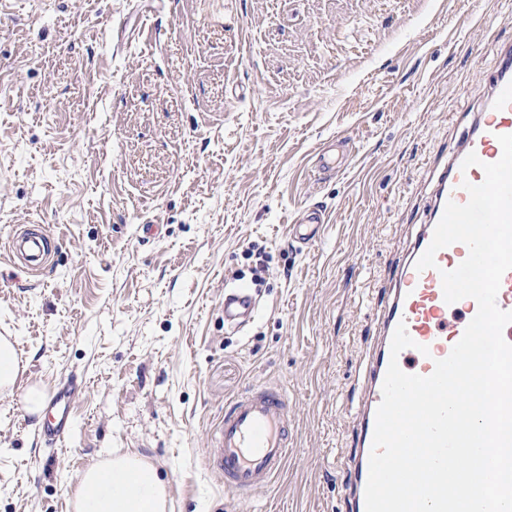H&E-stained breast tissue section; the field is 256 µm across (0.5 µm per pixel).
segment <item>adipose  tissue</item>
I'll use <instances>...</instances> for the list:
<instances>
[{
    "instance_id": "ef3b65f1",
    "label": "adipose tissue",
    "mask_w": 512,
    "mask_h": 512,
    "mask_svg": "<svg viewBox=\"0 0 512 512\" xmlns=\"http://www.w3.org/2000/svg\"><path fill=\"white\" fill-rule=\"evenodd\" d=\"M74 512H169L156 466L135 453L112 452L87 467L71 493Z\"/></svg>"
}]
</instances>
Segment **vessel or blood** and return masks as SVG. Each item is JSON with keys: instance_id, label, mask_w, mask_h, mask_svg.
Masks as SVG:
<instances>
[{"instance_id": "vessel-or-blood-1", "label": "vessel or blood", "mask_w": 512, "mask_h": 512, "mask_svg": "<svg viewBox=\"0 0 512 512\" xmlns=\"http://www.w3.org/2000/svg\"><path fill=\"white\" fill-rule=\"evenodd\" d=\"M501 134H512V44L502 49L497 70L486 80L484 100L477 111L469 113L461 141L429 176L432 190L426 218L417 226L397 266L376 333L363 349V393L353 415L355 438L342 461L346 512H366L365 486L375 415L389 362L394 359L390 344L395 329L405 325L414 345L394 360L406 373L427 376L437 360L450 354L477 312L473 299L449 304L443 297L441 274L466 259L465 244L439 250L435 267L420 272L415 264L430 245L447 201L466 203L469 194L465 183H481L483 164L500 158L502 149L497 137ZM471 153L477 155L479 165L462 169L464 158ZM324 222L322 212L306 210L293 224L292 233L303 245H312L320 239ZM58 243V237L46 225L17 228L9 235L7 258L23 273H39L48 267ZM256 312V302L246 289L225 292L224 321L229 326H244ZM79 388V382L73 379L47 396L49 418L39 432L45 444L56 446L66 438L72 426L70 402ZM290 443L287 391L280 386L254 387L225 407L223 417L208 436L206 459L223 475L225 488L250 496L270 488L284 472Z\"/></svg>"}]
</instances>
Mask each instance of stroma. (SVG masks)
Returning a JSON list of instances; mask_svg holds the SVG:
<instances>
[{"label": "stroma", "mask_w": 512, "mask_h": 512, "mask_svg": "<svg viewBox=\"0 0 512 512\" xmlns=\"http://www.w3.org/2000/svg\"><path fill=\"white\" fill-rule=\"evenodd\" d=\"M509 44L512 0H0V237L64 242L39 279L0 261L22 363L0 512H69L116 450L155 463L171 512H343L361 344ZM330 144L351 163L324 176ZM313 206L327 229L304 247ZM259 263L256 316L229 329L224 291ZM72 375L74 428L46 447L18 401ZM265 383L288 392V468L234 501L202 444ZM325 224L322 212L316 209L306 210L303 215L292 224V233L303 245H312L321 238V229Z\"/></svg>", "instance_id": "stroma-1"}]
</instances>
